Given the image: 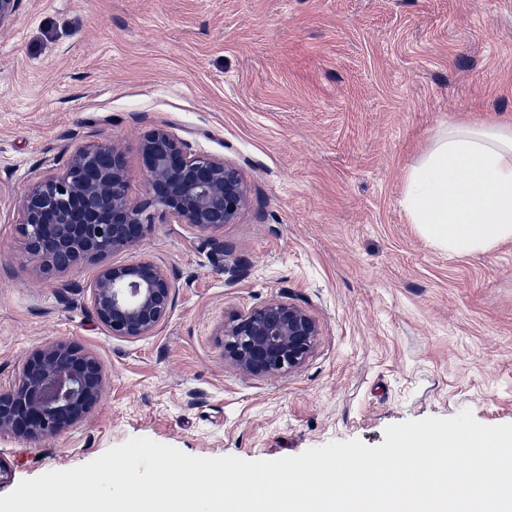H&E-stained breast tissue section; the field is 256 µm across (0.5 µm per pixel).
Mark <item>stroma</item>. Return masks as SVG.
Here are the masks:
<instances>
[{"label":"stroma","mask_w":512,"mask_h":512,"mask_svg":"<svg viewBox=\"0 0 512 512\" xmlns=\"http://www.w3.org/2000/svg\"><path fill=\"white\" fill-rule=\"evenodd\" d=\"M507 122L512 0H19L0 29V390L52 340L94 353L106 384L57 435L0 434V495L132 437L273 460L465 408L512 423V240L448 254L405 196L437 133ZM156 128L237 167L250 202L214 238L160 217L119 254L175 292L153 335L121 340L94 316L95 266L47 276L24 255L18 201L108 141L145 198ZM273 298L317 320L316 346L292 372L241 374L219 332Z\"/></svg>","instance_id":"obj_1"}]
</instances>
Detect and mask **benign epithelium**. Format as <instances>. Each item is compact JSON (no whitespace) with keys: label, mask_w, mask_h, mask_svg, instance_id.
Segmentation results:
<instances>
[{"label":"benign epithelium","mask_w":512,"mask_h":512,"mask_svg":"<svg viewBox=\"0 0 512 512\" xmlns=\"http://www.w3.org/2000/svg\"><path fill=\"white\" fill-rule=\"evenodd\" d=\"M148 177L146 197H128L124 149L102 142L72 150L65 171L45 177L20 199L18 231L24 251L43 273L97 265L90 287L97 321L112 335H153L174 305L170 276L149 260L110 263L151 231L156 214L199 234L232 224L249 201L240 171L224 160L194 154L187 143L158 128L140 144ZM224 359L244 375H279L300 368L320 328L304 309L271 299L233 314L221 331ZM104 367L92 353L65 341L32 351L18 377L0 390V433L50 437L82 419L100 400Z\"/></svg>","instance_id":"benign-epithelium-1"}]
</instances>
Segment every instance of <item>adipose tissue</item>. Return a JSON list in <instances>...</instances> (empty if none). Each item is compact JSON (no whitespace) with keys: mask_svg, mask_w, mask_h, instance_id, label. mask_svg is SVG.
<instances>
[{"mask_svg":"<svg viewBox=\"0 0 512 512\" xmlns=\"http://www.w3.org/2000/svg\"><path fill=\"white\" fill-rule=\"evenodd\" d=\"M412 223L451 254L512 239V124L449 127L407 180Z\"/></svg>","mask_w":512,"mask_h":512,"instance_id":"adipose-tissue-1","label":"adipose tissue"}]
</instances>
